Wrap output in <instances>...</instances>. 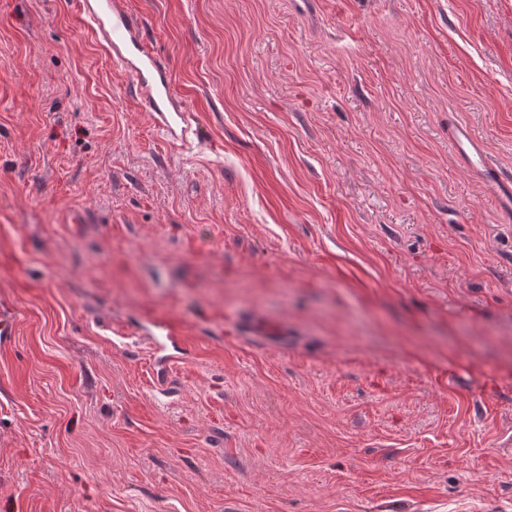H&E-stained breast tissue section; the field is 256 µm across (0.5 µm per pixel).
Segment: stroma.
Segmentation results:
<instances>
[{
	"instance_id": "stroma-1",
	"label": "stroma",
	"mask_w": 512,
	"mask_h": 512,
	"mask_svg": "<svg viewBox=\"0 0 512 512\" xmlns=\"http://www.w3.org/2000/svg\"><path fill=\"white\" fill-rule=\"evenodd\" d=\"M126 2L187 142L0 0V512H512V0ZM448 138L453 147L467 160L470 165L484 167L483 147L462 124H456L448 129ZM492 192L506 209H512V176L497 172L487 177Z\"/></svg>"
}]
</instances>
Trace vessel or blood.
<instances>
[{"instance_id":"b4317fda","label":"vessel or blood","mask_w":512,"mask_h":512,"mask_svg":"<svg viewBox=\"0 0 512 512\" xmlns=\"http://www.w3.org/2000/svg\"><path fill=\"white\" fill-rule=\"evenodd\" d=\"M80 14L90 31L108 41L113 60L131 76L148 111L183 112L168 70L146 43L142 22L125 0H82ZM448 138L469 164L483 166V147L465 125L451 126ZM487 183L503 207L512 209V176L496 173Z\"/></svg>"}]
</instances>
